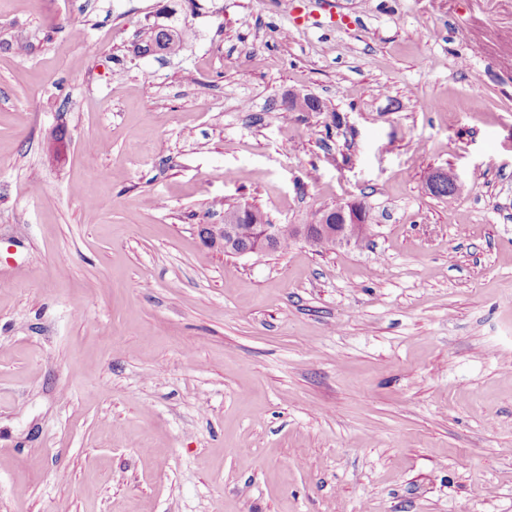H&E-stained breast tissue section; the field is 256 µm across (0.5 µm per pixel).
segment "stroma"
<instances>
[{
  "label": "stroma",
  "mask_w": 512,
  "mask_h": 512,
  "mask_svg": "<svg viewBox=\"0 0 512 512\" xmlns=\"http://www.w3.org/2000/svg\"><path fill=\"white\" fill-rule=\"evenodd\" d=\"M0 512H512V0H0ZM162 29L159 31L157 27L152 26L149 33L153 36L159 31L157 47L162 52L175 53L179 51L184 41L187 31L184 27H175L172 25L161 24ZM338 213L342 218L343 225L339 229L334 223L333 214ZM358 204L347 203L337 206L330 210L318 212L311 224L305 225H286L281 224H257L260 235L257 240L247 243V245L235 249L238 240L239 224L244 221L258 222L261 220L256 211L249 206H239L231 212L224 213V224H202L198 231L206 227L211 232L209 243L212 249L227 251L233 255H246L250 253L273 250L276 243L287 237L293 240H303L309 244H314L318 238H328L334 243L341 242L346 244L352 230L358 231ZM250 223H243L240 230L242 239H248L251 236ZM289 239H283L279 243V249L288 248ZM318 242H323L318 239Z\"/></svg>",
  "instance_id": "1"
}]
</instances>
